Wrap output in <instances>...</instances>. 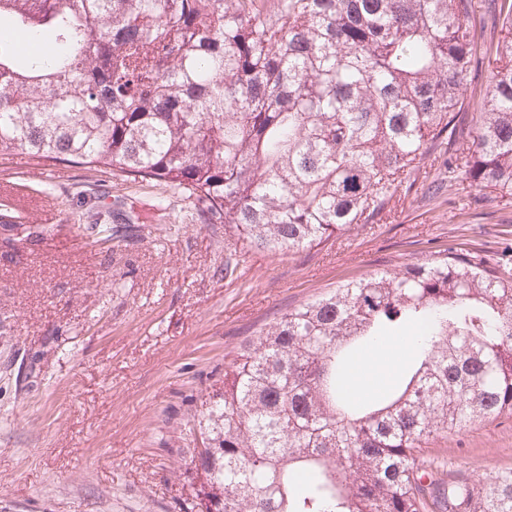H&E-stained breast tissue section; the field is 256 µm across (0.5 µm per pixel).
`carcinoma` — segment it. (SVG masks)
<instances>
[{"mask_svg": "<svg viewBox=\"0 0 512 512\" xmlns=\"http://www.w3.org/2000/svg\"><path fill=\"white\" fill-rule=\"evenodd\" d=\"M488 13L491 33L469 25ZM3 18L52 46L0 39V152L163 183L250 249L370 223L431 156L434 186L512 199V0H0ZM409 324L396 391L352 400L350 357ZM497 420L512 264L450 247L246 342L204 416L207 512H512V467L483 479L423 448Z\"/></svg>", "mask_w": 512, "mask_h": 512, "instance_id": "obj_1", "label": "carcinoma"}]
</instances>
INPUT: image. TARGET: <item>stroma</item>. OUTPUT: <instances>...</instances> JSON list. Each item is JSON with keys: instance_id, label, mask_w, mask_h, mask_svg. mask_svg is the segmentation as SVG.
Instances as JSON below:
<instances>
[{"instance_id": "1", "label": "stroma", "mask_w": 512, "mask_h": 512, "mask_svg": "<svg viewBox=\"0 0 512 512\" xmlns=\"http://www.w3.org/2000/svg\"><path fill=\"white\" fill-rule=\"evenodd\" d=\"M433 167L374 224L298 252L249 251L232 276V229L193 220L169 187L0 157V181L45 204L0 257V512H188L206 477L195 424L224 369L263 324L339 285L449 247H512V201L429 189ZM350 376L385 396L405 367ZM488 475L512 467V422L429 441Z\"/></svg>"}]
</instances>
